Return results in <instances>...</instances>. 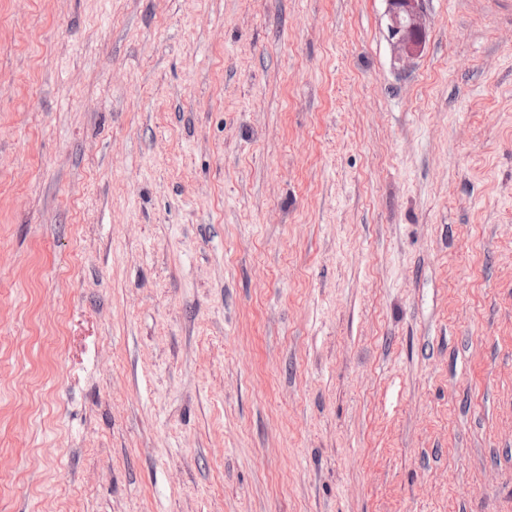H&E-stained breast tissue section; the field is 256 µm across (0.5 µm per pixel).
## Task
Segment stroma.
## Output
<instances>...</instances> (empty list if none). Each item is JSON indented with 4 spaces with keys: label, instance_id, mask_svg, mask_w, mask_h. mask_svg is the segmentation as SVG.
Wrapping results in <instances>:
<instances>
[{
    "label": "stroma",
    "instance_id": "1",
    "mask_svg": "<svg viewBox=\"0 0 512 512\" xmlns=\"http://www.w3.org/2000/svg\"><path fill=\"white\" fill-rule=\"evenodd\" d=\"M0 0V512H512V0ZM387 39L395 60L408 64L423 51L428 35L426 0H384Z\"/></svg>",
    "mask_w": 512,
    "mask_h": 512
}]
</instances>
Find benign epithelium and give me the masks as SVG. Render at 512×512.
I'll return each mask as SVG.
<instances>
[{"mask_svg":"<svg viewBox=\"0 0 512 512\" xmlns=\"http://www.w3.org/2000/svg\"><path fill=\"white\" fill-rule=\"evenodd\" d=\"M387 39L395 60L404 64L423 51L428 35L426 0H384Z\"/></svg>","mask_w":512,"mask_h":512,"instance_id":"1","label":"benign epithelium"}]
</instances>
